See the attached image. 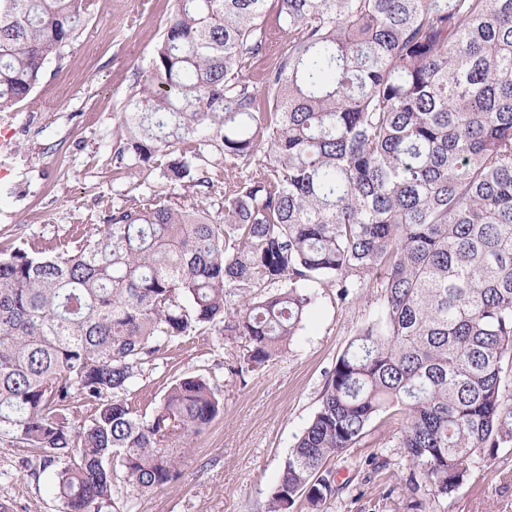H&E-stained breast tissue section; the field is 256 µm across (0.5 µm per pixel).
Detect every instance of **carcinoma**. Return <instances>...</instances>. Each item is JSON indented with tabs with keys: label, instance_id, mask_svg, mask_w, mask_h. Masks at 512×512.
I'll list each match as a JSON object with an SVG mask.
<instances>
[{
	"label": "carcinoma",
	"instance_id": "obj_1",
	"mask_svg": "<svg viewBox=\"0 0 512 512\" xmlns=\"http://www.w3.org/2000/svg\"><path fill=\"white\" fill-rule=\"evenodd\" d=\"M288 34L264 89L246 80L266 0H176L117 156L161 161L194 203L118 207L55 256H0V447L26 448L63 512L112 506L114 468L176 479L165 442L217 417L200 375L153 414L125 398L192 332L246 336L236 373L304 328L312 288H377L378 316L337 358L267 512L345 488L328 461L399 412V441L439 496L512 447V0H277ZM94 0H0V113L64 58ZM250 168L225 183L210 167ZM237 292L243 302L234 305ZM94 408L86 419L77 406Z\"/></svg>",
	"mask_w": 512,
	"mask_h": 512
}]
</instances>
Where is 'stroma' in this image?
I'll list each match as a JSON object with an SVG mask.
<instances>
[{"label":"stroma","instance_id":"stroma-1","mask_svg":"<svg viewBox=\"0 0 512 512\" xmlns=\"http://www.w3.org/2000/svg\"><path fill=\"white\" fill-rule=\"evenodd\" d=\"M174 0H95L77 40L62 61L50 63L33 93L15 108L14 152L0 156V254L31 247L54 253L73 236L94 233L112 208L183 199L190 187L169 182L160 168L118 159L120 115L132 88L145 79L152 51L170 20ZM267 0L263 55L245 76L260 85L287 39ZM380 309L376 289L342 302L332 288L316 291L306 327L288 349L245 375L247 339L221 341L193 332L173 342L126 394L140 414H152L175 380L194 373L218 388L222 410L210 427L168 448L179 461L177 479L143 490L125 473L115 477L116 506L131 512H264L284 461L318 406L337 358L356 330ZM399 417L375 422L350 455L332 459L347 488L327 512H512V448L499 449L489 468L475 471L458 490L435 496L404 486L410 465L398 446ZM21 448L0 447V498L14 512H60L48 476L12 469Z\"/></svg>","mask_w":512,"mask_h":512}]
</instances>
